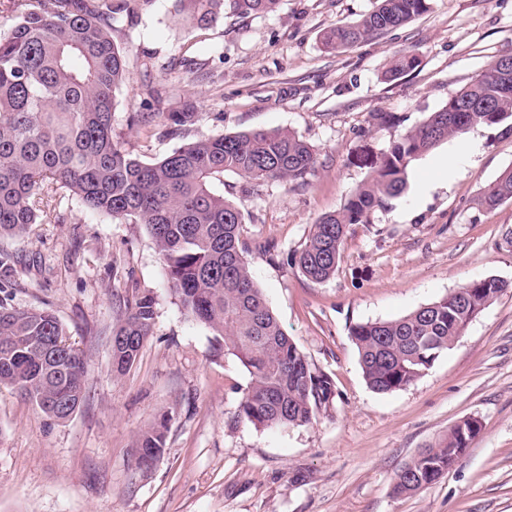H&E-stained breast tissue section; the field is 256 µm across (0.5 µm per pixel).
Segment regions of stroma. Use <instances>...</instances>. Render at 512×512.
I'll return each instance as SVG.
<instances>
[{
  "label": "stroma",
  "instance_id": "obj_1",
  "mask_svg": "<svg viewBox=\"0 0 512 512\" xmlns=\"http://www.w3.org/2000/svg\"><path fill=\"white\" fill-rule=\"evenodd\" d=\"M376 0H280L275 12L185 25L176 0H144L116 16L129 80L116 92L115 132L142 161L184 139L166 113L194 105L203 134L288 129L317 162L304 185L224 177L244 237L293 253L401 134L439 110L493 60L512 56V0H431L427 13L335 53L322 33ZM419 65L389 79L392 62ZM394 124L370 126L372 113ZM512 167V132L479 125L413 160L408 190L370 223L349 228L336 273L307 280L293 266L247 256L285 334L334 381L317 422L257 428L236 412L250 377L222 337L187 317L143 225L84 212L58 192V223L34 224L4 245L15 258L12 304L52 311L89 358L87 398L49 420L0 385V512H512V289L409 387L380 394L362 375L351 325L402 317L464 283L512 282V201L489 209L483 191ZM156 299V321L133 367L114 374L115 299L132 286ZM171 421L163 456L142 471L141 431ZM481 431L459 463L410 496L396 472L457 421Z\"/></svg>",
  "mask_w": 512,
  "mask_h": 512
}]
</instances>
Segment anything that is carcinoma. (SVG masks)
<instances>
[{
  "instance_id": "obj_1",
  "label": "carcinoma",
  "mask_w": 512,
  "mask_h": 512,
  "mask_svg": "<svg viewBox=\"0 0 512 512\" xmlns=\"http://www.w3.org/2000/svg\"><path fill=\"white\" fill-rule=\"evenodd\" d=\"M141 0H10L17 21L0 32V240L51 222L36 201L66 189L83 211L141 224L162 256L171 290L184 313L224 337V348L246 368L250 383L237 417L257 428L294 427L325 415L335 398L332 378L283 332L245 254L244 216L224 198V174L254 181L302 183L315 151L290 130H250L201 136L167 157L146 163L117 139L115 92L128 80L123 51L112 38L113 15H135ZM179 12L207 27L228 14H269L279 0H177ZM430 9V0H377L376 7L322 37L328 52L399 28ZM169 132L187 134L199 121L194 106L166 113ZM512 131V69L491 62L471 83L370 163L372 178L350 191L342 211L323 216L291 265L307 279L332 277L353 224L405 193L412 160L478 125ZM512 200V168L484 191L493 208ZM512 282L471 280L446 296L392 320L350 328L368 386L404 389L460 336L471 314L486 308ZM0 285V384L15 387L47 418L68 420L85 402L88 358L69 342L46 309H20ZM156 300L134 288L112 328V370L122 375L139 358L156 319ZM170 418L137 438V467L164 453ZM476 437L454 425L398 470L393 492L410 495L459 462Z\"/></svg>"
}]
</instances>
